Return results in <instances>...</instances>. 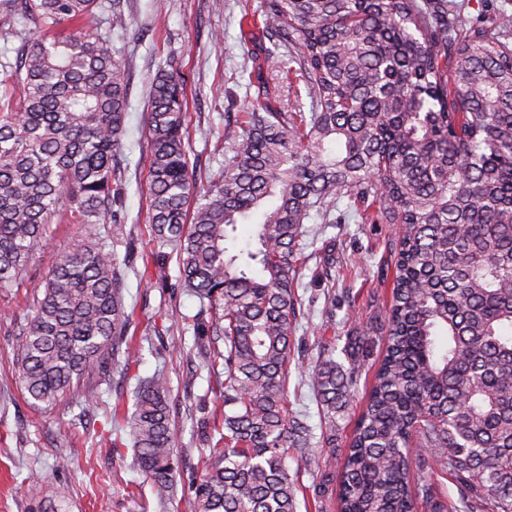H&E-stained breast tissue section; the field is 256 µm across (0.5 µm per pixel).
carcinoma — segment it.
<instances>
[{"mask_svg": "<svg viewBox=\"0 0 512 512\" xmlns=\"http://www.w3.org/2000/svg\"><path fill=\"white\" fill-rule=\"evenodd\" d=\"M97 8L0 0V36L22 43L0 80V286L23 282L54 218L105 224L121 200L113 159L129 83ZM239 25L256 48V96L206 193L189 173L175 59L148 95L149 221L177 246L184 286L224 341L223 447L195 486V512H296L288 455L327 471L285 390L303 224L344 200L360 224L397 225V240L385 353L337 512H512V31L493 33L448 0H262ZM282 49L307 84V113L270 93ZM239 224L255 226L257 251H231ZM116 266L80 244L45 278L18 344L34 403L53 407L136 361ZM357 355L344 366L330 349L311 371L324 435L348 407ZM168 394L163 372L139 381L124 425L160 501L180 472ZM435 463L456 478L460 504L437 501Z\"/></svg>", "mask_w": 512, "mask_h": 512, "instance_id": "cac0c4a2", "label": "carcinoma"}]
</instances>
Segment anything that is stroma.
Here are the masks:
<instances>
[{"label": "stroma", "mask_w": 512, "mask_h": 512, "mask_svg": "<svg viewBox=\"0 0 512 512\" xmlns=\"http://www.w3.org/2000/svg\"><path fill=\"white\" fill-rule=\"evenodd\" d=\"M102 31L130 78L129 108L116 166L123 178L121 206L106 224L46 225L44 239L29 263L25 281L0 288V512H194V484L208 455L205 438L221 425L223 365L207 369L200 352L208 337L193 324L203 309L180 281L177 254L159 247L148 221L150 160L146 126L150 81L166 59L182 64L187 79L185 144L196 167L198 188L224 158L242 131L241 120L254 91L248 86L252 52L240 40L238 0H120V21L102 6ZM310 258L302 270L288 374V407L312 429L321 418L309 373L321 344L335 348L337 362L351 338L369 332L370 345L347 412L336 419L333 442L323 448L334 472H341L356 421L365 405L375 369L385 350L382 329L391 291L381 286V268L394 238L391 224H358L346 218L327 224L307 219ZM110 251L119 262L124 302L133 313L128 339L138 361L129 370L112 369L86 386L80 398L54 408L33 405L18 379L17 339L28 327L35 291L57 258L83 242ZM162 251L163 276L144 267L146 255ZM182 328L181 341L169 328ZM164 371L169 379L171 427L182 457V473L165 503L135 468L122 417L130 413L139 380ZM301 485L297 512H335V486L320 482L302 462L289 459Z\"/></svg>", "instance_id": "stroma-1"}]
</instances>
